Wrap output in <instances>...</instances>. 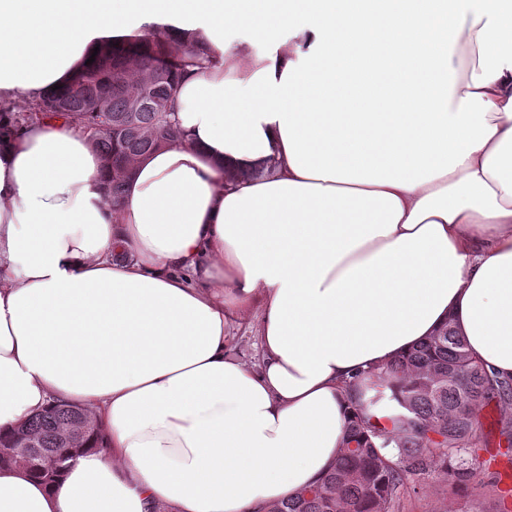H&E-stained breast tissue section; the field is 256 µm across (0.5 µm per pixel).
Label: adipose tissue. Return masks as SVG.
Segmentation results:
<instances>
[{"instance_id": "obj_1", "label": "adipose tissue", "mask_w": 512, "mask_h": 512, "mask_svg": "<svg viewBox=\"0 0 512 512\" xmlns=\"http://www.w3.org/2000/svg\"><path fill=\"white\" fill-rule=\"evenodd\" d=\"M158 25L217 58L119 205L78 129L0 146V435L63 402L110 448L1 466L0 512H266L329 470L357 371L450 324L512 376V0H0V99ZM224 40L229 43H237L240 41H249L256 51L266 50L270 43V36H262L254 33L245 26H232L224 30ZM234 335V349L237 356L251 367L260 364V350L258 337L256 336V318L251 315L240 325H236L232 331Z\"/></svg>"}]
</instances>
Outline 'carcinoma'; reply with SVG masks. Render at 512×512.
<instances>
[{
	"label": "carcinoma",
	"mask_w": 512,
	"mask_h": 512,
	"mask_svg": "<svg viewBox=\"0 0 512 512\" xmlns=\"http://www.w3.org/2000/svg\"><path fill=\"white\" fill-rule=\"evenodd\" d=\"M157 30L152 39L112 40L76 77L81 82L77 92L71 83L22 107L0 100V141L44 119L61 118L80 128L103 157L108 201L118 204L129 176L125 161L138 160L176 136L179 76L189 67L203 71L213 64V57L199 53L195 35L187 32L180 42L162 33L163 27ZM366 378L369 384L356 394L357 406L397 404L403 409L391 418L397 430L356 414L320 483L274 503L268 512H391L407 476L437 472L448 486L461 489L474 477L476 447H489L492 434L512 437V379L472 360L465 337L451 326ZM490 406L495 417L486 431L481 417ZM17 432L40 443L43 457L29 468L35 478L44 477L47 464L61 472L62 461L75 453L65 441L69 432L77 433L85 450H106L102 432L71 404L53 405Z\"/></svg>",
	"instance_id": "obj_1"
}]
</instances>
